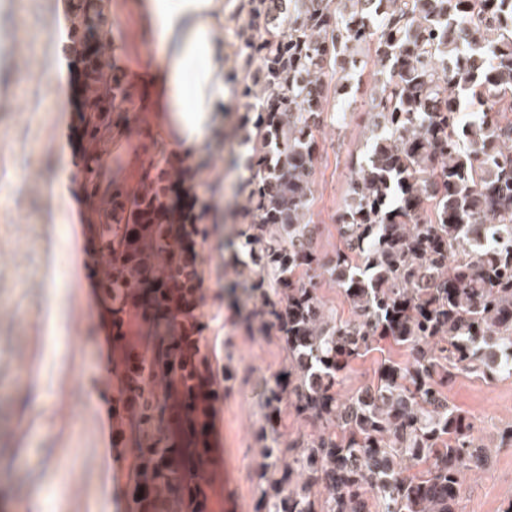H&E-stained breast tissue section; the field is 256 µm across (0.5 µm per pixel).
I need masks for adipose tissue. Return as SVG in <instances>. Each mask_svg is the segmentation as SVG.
<instances>
[{
    "label": "adipose tissue",
    "mask_w": 512,
    "mask_h": 512,
    "mask_svg": "<svg viewBox=\"0 0 512 512\" xmlns=\"http://www.w3.org/2000/svg\"><path fill=\"white\" fill-rule=\"evenodd\" d=\"M157 46L152 87L167 108L173 150L198 153L226 121V54L215 37L224 0H138Z\"/></svg>",
    "instance_id": "ef3b65f1"
}]
</instances>
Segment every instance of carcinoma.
<instances>
[{"label":"carcinoma","mask_w":512,"mask_h":512,"mask_svg":"<svg viewBox=\"0 0 512 512\" xmlns=\"http://www.w3.org/2000/svg\"><path fill=\"white\" fill-rule=\"evenodd\" d=\"M233 71L241 106L224 140L250 148L224 241L240 322L279 345L262 385L258 512H459L491 448L448 400L466 373L512 378V0H240ZM363 90L369 149L349 155L347 197L321 250L317 135L330 102ZM112 211L152 275L181 279L175 242L122 193ZM142 275L112 260V443L136 455L130 512H204L207 424L191 367L154 371L125 317ZM338 288L351 317L322 294ZM378 352L368 380L344 389ZM150 384L145 379L151 372ZM299 424L284 431V416Z\"/></svg>","instance_id":"carcinoma-1"}]
</instances>
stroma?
I'll list each match as a JSON object with an SVG mask.
<instances>
[{
    "mask_svg": "<svg viewBox=\"0 0 512 512\" xmlns=\"http://www.w3.org/2000/svg\"><path fill=\"white\" fill-rule=\"evenodd\" d=\"M110 28L119 65L134 74L156 61L136 0H111ZM63 0H0V33L19 31L18 59L0 42V512H125L119 491L130 460L115 462L101 393L108 383L97 357L102 313L94 305L82 264L86 225L76 216L69 175L73 155L64 132L73 114L65 94L66 61L57 48ZM363 110L351 105L344 126L327 123L315 173V210L324 246L339 242L331 215L349 178L345 159L361 153ZM168 112L133 108L127 137L112 148L116 168L107 178L135 186L150 161L170 150ZM198 195L211 201L209 184L221 182L231 201L233 159L223 132L204 150ZM236 224L210 228L199 246L204 277L200 309L208 327L201 350L220 371L223 413L211 425L210 462L221 478L207 490L208 512H256L252 463L261 421L257 401L263 380L281 367L277 345L240 329L237 306L224 288L235 280L224 263V238ZM249 372L242 385L229 368ZM41 375L34 396L33 373ZM451 402L473 417L485 440L512 421V379L460 375ZM461 512H505L512 503V448L500 449L486 472L467 475Z\"/></svg>",
    "mask_w": 512,
    "mask_h": 512,
    "instance_id": "1",
    "label": "stroma"
}]
</instances>
